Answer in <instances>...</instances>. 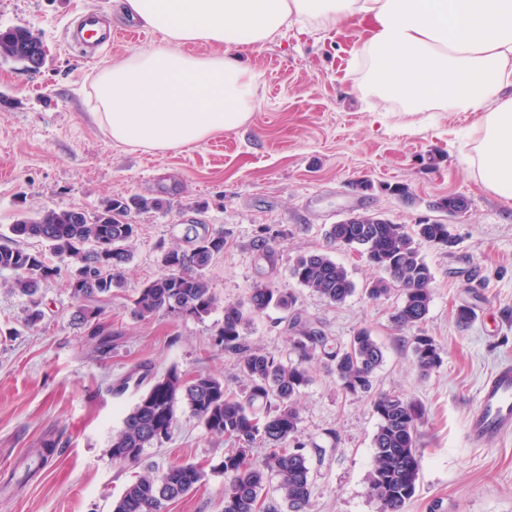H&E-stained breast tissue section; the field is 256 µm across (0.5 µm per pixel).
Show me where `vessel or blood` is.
Listing matches in <instances>:
<instances>
[{
  "instance_id": "vessel-or-blood-1",
  "label": "vessel or blood",
  "mask_w": 512,
  "mask_h": 512,
  "mask_svg": "<svg viewBox=\"0 0 512 512\" xmlns=\"http://www.w3.org/2000/svg\"><path fill=\"white\" fill-rule=\"evenodd\" d=\"M100 18L95 10L81 16V31L93 46L111 48L112 44L137 38L138 30L120 29L100 32ZM512 430V367H501L484 384L477 409L468 420L472 438L487 439Z\"/></svg>"
}]
</instances>
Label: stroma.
<instances>
[{
	"mask_svg": "<svg viewBox=\"0 0 512 512\" xmlns=\"http://www.w3.org/2000/svg\"><path fill=\"white\" fill-rule=\"evenodd\" d=\"M87 7L115 27L131 24L119 0H0V30L25 26L47 53L35 72L0 58V238L22 213L93 214L117 196L159 198L165 206L133 214L132 259L124 286L111 296L81 303L65 276L48 279L40 290L42 318L31 325L25 298L0 288V512H112L142 468L160 473L179 463L196 464L205 477L166 512H222L223 437L205 431L181 405L167 443L144 449L140 464L113 462L112 438L139 393L116 395L112 386L145 363L158 374H216L241 390L234 361L212 345L211 334L225 304L244 301L263 279L293 290L297 303L294 312L271 309L257 317L252 342L286 355L295 312L341 341L368 329L384 351L374 391L422 407L421 472L407 512H512V431L480 444L467 435L482 383L512 363V200L490 193L461 163L473 115L441 112L415 132L401 131L353 92V50L364 29L351 26L289 34L248 52L262 81L259 107L240 130L165 154L136 150L113 142L92 117L94 79L160 35L148 30L83 60L69 41L78 10ZM363 180L371 190L356 189ZM395 183L408 186L411 201L386 192ZM449 195L468 202L450 220L456 246H419L434 275L424 329L442 348L441 366L423 378L413 366L410 332L391 320L396 294L370 299L365 288L377 270L356 252L329 249L324 234L362 213L407 225L433 219L430 202ZM193 224L224 230V251L205 271L215 308L200 320L133 319L137 289L161 273L163 248L186 245ZM262 234L272 258L253 248ZM316 251L330 252L347 269L355 292L345 303H327L291 278L294 258ZM463 304L475 311L465 327L455 315ZM84 307L111 325L110 347L89 339ZM299 410L312 467L311 512H378L368 489L377 423L369 399L343 394L320 364ZM48 446L53 452L40 462Z\"/></svg>",
	"mask_w": 512,
	"mask_h": 512,
	"instance_id": "35a3bbf8",
	"label": "stroma"
}]
</instances>
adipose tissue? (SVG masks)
<instances>
[{
	"label": "adipose tissue",
	"mask_w": 512,
	"mask_h": 512,
	"mask_svg": "<svg viewBox=\"0 0 512 512\" xmlns=\"http://www.w3.org/2000/svg\"><path fill=\"white\" fill-rule=\"evenodd\" d=\"M122 11L161 39L95 79L93 117L118 144L164 153L246 126L261 81L247 51L357 21L355 92L403 116L477 113L463 163L512 199V0H123ZM189 43L215 51L190 55Z\"/></svg>",
	"instance_id": "adipose-tissue-1"
}]
</instances>
